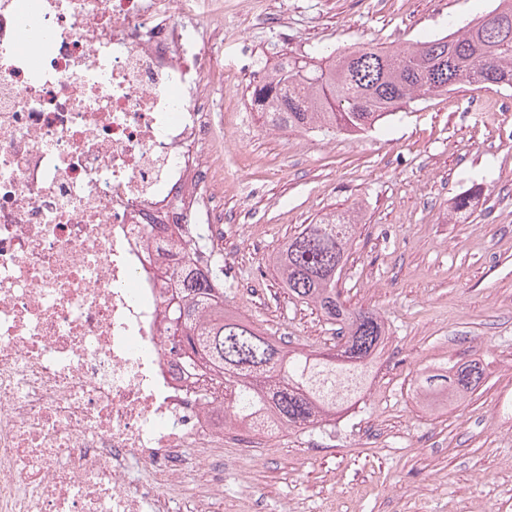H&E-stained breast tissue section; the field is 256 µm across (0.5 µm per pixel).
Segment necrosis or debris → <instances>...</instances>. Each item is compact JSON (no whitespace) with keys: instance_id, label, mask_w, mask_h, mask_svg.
I'll return each instance as SVG.
<instances>
[{"instance_id":"necrosis-or-debris-1","label":"necrosis or debris","mask_w":512,"mask_h":512,"mask_svg":"<svg viewBox=\"0 0 512 512\" xmlns=\"http://www.w3.org/2000/svg\"><path fill=\"white\" fill-rule=\"evenodd\" d=\"M224 0H0V512H224V384L165 318Z\"/></svg>"}]
</instances>
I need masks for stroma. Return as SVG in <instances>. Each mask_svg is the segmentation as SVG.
Returning a JSON list of instances; mask_svg holds the SVG:
<instances>
[{"instance_id": "35a3bbf8", "label": "stroma", "mask_w": 512, "mask_h": 512, "mask_svg": "<svg viewBox=\"0 0 512 512\" xmlns=\"http://www.w3.org/2000/svg\"><path fill=\"white\" fill-rule=\"evenodd\" d=\"M495 0H257L222 37L224 69L319 48L397 46L446 35ZM265 24H257L256 15ZM252 84L216 88L224 144L225 308L326 352L333 332L291 297L274 260L305 224L351 211L336 283L375 312L384 341L362 399L321 429L289 426L243 447L224 431V506L279 512H512V88L463 84L360 135L274 132ZM239 109H224L225 97ZM482 193L468 218L454 201ZM477 362L474 391L438 396L420 379Z\"/></svg>"}]
</instances>
